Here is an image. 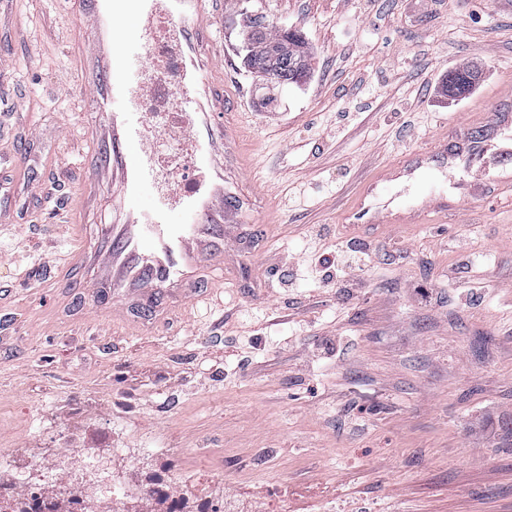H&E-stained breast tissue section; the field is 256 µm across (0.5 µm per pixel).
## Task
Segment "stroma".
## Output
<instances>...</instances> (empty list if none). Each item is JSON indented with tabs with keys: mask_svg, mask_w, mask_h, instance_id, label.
<instances>
[{
	"mask_svg": "<svg viewBox=\"0 0 512 512\" xmlns=\"http://www.w3.org/2000/svg\"><path fill=\"white\" fill-rule=\"evenodd\" d=\"M81 0H0V447L76 467L101 431L167 448L176 490L221 487L242 512H512V190L434 224L341 223L363 183L409 149L459 138L505 92L512 0H228L224 123L248 171L224 289L146 331L98 316L69 265L113 205L83 201L91 55L63 16ZM301 30L310 74L263 84L237 53L251 11ZM480 76L449 99L451 71ZM342 118L335 143L326 119ZM35 140L20 142L26 122ZM463 168L389 197L447 196ZM477 225V260L447 240ZM323 226L375 251L364 288H323L275 254ZM496 258V273L484 261ZM235 342L244 367L225 361ZM84 431L72 440L71 426Z\"/></svg>",
	"mask_w": 512,
	"mask_h": 512,
	"instance_id": "1",
	"label": "stroma"
}]
</instances>
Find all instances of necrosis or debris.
<instances>
[{"mask_svg": "<svg viewBox=\"0 0 512 512\" xmlns=\"http://www.w3.org/2000/svg\"><path fill=\"white\" fill-rule=\"evenodd\" d=\"M161 468L133 479L132 466L102 461L97 448L85 449L83 462L65 478L51 464L22 460L17 451H0V512H224L223 498L174 491L168 449L154 451ZM30 474L27 493L16 490L21 474Z\"/></svg>", "mask_w": 512, "mask_h": 512, "instance_id": "1", "label": "necrosis or debris"}]
</instances>
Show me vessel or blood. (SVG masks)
Masks as SVG:
<instances>
[{
  "mask_svg": "<svg viewBox=\"0 0 512 512\" xmlns=\"http://www.w3.org/2000/svg\"><path fill=\"white\" fill-rule=\"evenodd\" d=\"M223 0H85L99 63L89 183L122 202L96 251L77 255L93 266L96 285L120 314L135 300L181 294L194 303L224 285V227L239 203L224 188V62L216 36ZM472 137L439 142L372 177L344 211L346 224H424L462 210L475 195L426 194L420 206L379 205L388 184L449 153L462 155L487 189L512 187V138L489 132L512 123L500 101ZM166 140L160 156L154 139Z\"/></svg>",
  "mask_w": 512,
  "mask_h": 512,
  "instance_id": "1",
  "label": "vessel or blood"
}]
</instances>
